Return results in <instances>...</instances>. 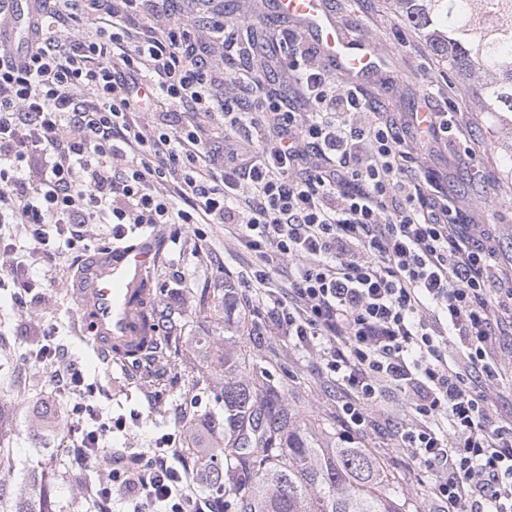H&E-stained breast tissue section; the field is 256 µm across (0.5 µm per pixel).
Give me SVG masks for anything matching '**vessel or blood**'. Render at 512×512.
Here are the masks:
<instances>
[{
	"mask_svg": "<svg viewBox=\"0 0 512 512\" xmlns=\"http://www.w3.org/2000/svg\"><path fill=\"white\" fill-rule=\"evenodd\" d=\"M31 7L30 0H12L8 17L0 19V34L8 33L13 53H23L27 46ZM275 10L303 26L326 62L345 76L364 77L380 64L371 43L340 29L325 0H275ZM156 258L149 235L137 244L96 253L81 266L75 296L89 342L101 356L115 360L125 351L143 349L137 296Z\"/></svg>",
	"mask_w": 512,
	"mask_h": 512,
	"instance_id": "obj_1",
	"label": "vessel or blood"
}]
</instances>
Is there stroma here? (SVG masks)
Masks as SVG:
<instances>
[{
	"label": "stroma",
	"mask_w": 512,
	"mask_h": 512,
	"mask_svg": "<svg viewBox=\"0 0 512 512\" xmlns=\"http://www.w3.org/2000/svg\"><path fill=\"white\" fill-rule=\"evenodd\" d=\"M337 23L350 36L371 41L389 61L382 72L364 83L367 98L382 106L397 122L411 121L432 93L438 111L464 112L461 140L425 150L414 146L417 173L431 172L450 192L448 204L464 211L477 224L488 225L495 237L499 276H512V114L488 112L455 80L447 63L431 53L414 26L401 14L397 0H326ZM228 18H259L257 30L264 45H272L286 19L274 11L273 0H224ZM158 259L149 277L161 309L173 312L179 339L168 358L153 368H124L98 360L92 345L78 332L79 308L73 284L79 264L88 253L82 247L47 257L36 255V288L15 299L10 268L12 258L0 252V388L19 382L46 394L45 364L29 355L38 326H54L58 340L94 384L104 415L138 419L139 424L115 436L119 448H150L165 433L176 431L173 411L185 408L196 415L223 416L217 383H203L206 355L199 337L211 335L210 314L225 286L253 270L252 253L237 244L220 224H195L175 233L162 224L154 228ZM245 329L260 335L254 351L269 375L283 385L291 401L307 419H336L339 392L311 356L289 345L270 325L245 308Z\"/></svg>",
	"instance_id": "35a3bbf8"
}]
</instances>
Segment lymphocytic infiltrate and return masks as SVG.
I'll return each instance as SVG.
<instances>
[{
    "label": "lymphocytic infiltrate",
    "instance_id": "1",
    "mask_svg": "<svg viewBox=\"0 0 512 512\" xmlns=\"http://www.w3.org/2000/svg\"><path fill=\"white\" fill-rule=\"evenodd\" d=\"M169 3L35 0L24 54L0 46V248L13 251L12 224L44 252L75 247L88 224L107 225L111 244L144 226L227 225L257 260L243 300L340 388V440L378 431L404 404L393 445L424 468L428 498L447 512H512V417L485 382L512 332L494 249L466 240L465 215L408 166L403 129L360 86L339 89L299 32L282 31L274 65L303 86L302 111L252 70L227 78L213 47L239 48L241 21L191 22ZM187 113L222 121L223 152ZM283 261L281 284L271 272ZM38 334L78 462L100 479L91 512H224L173 435L113 447L125 419L98 410L54 328Z\"/></svg>",
    "mask_w": 512,
    "mask_h": 512
}]
</instances>
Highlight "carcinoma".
I'll list each match as a JSON object with an SVG mask.
<instances>
[{"label": "carcinoma", "instance_id": "carcinoma-1", "mask_svg": "<svg viewBox=\"0 0 512 512\" xmlns=\"http://www.w3.org/2000/svg\"><path fill=\"white\" fill-rule=\"evenodd\" d=\"M401 13L425 37L431 52L448 60L461 83L473 86L489 112H512V44L496 50L467 25L438 28L448 18V0H398ZM149 344L145 355L159 361L176 329L162 336L152 295L140 300ZM239 309L231 289L215 314H224V330L235 328L230 317ZM214 368L224 372L220 398L224 418L201 421L185 416L190 445L183 452L197 457L204 486L224 491V512H416L422 498L409 478L395 469L378 448L345 447L319 441L312 427L327 432L326 422L303 421L284 389L270 381L246 345L225 347L220 336H203ZM23 411L24 432L41 455L61 423V410L46 398L30 396ZM12 417L0 412V512H63L52 470L36 464L16 471L13 449L4 443ZM93 493L83 477L70 481V499Z\"/></svg>", "mask_w": 512, "mask_h": 512}]
</instances>
